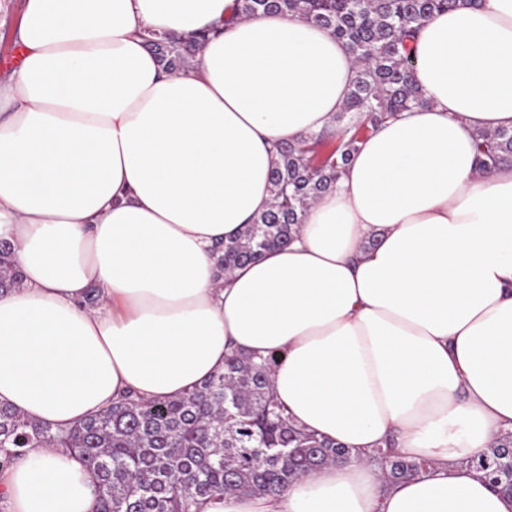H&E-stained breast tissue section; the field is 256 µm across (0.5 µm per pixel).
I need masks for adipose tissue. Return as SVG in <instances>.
Segmentation results:
<instances>
[{
  "label": "adipose tissue",
  "instance_id": "ef3b65f1",
  "mask_svg": "<svg viewBox=\"0 0 512 512\" xmlns=\"http://www.w3.org/2000/svg\"><path fill=\"white\" fill-rule=\"evenodd\" d=\"M236 0H25L0 82V403L67 429L122 395L176 398L231 350L276 354L292 424L355 455L200 512H512L469 467L512 432V0L431 17L424 104L374 131L284 248L216 277L214 247L272 201L276 147L331 125L358 66L296 15ZM205 34L164 71L147 37ZM97 289L96 307L86 305ZM394 437L426 471L389 484ZM6 512H96L94 475L39 447L0 472ZM475 147L479 164L483 168L512 164V129L477 131ZM21 282V274L11 259L10 246L6 242H0V290L19 287Z\"/></svg>",
  "mask_w": 512,
  "mask_h": 512
}]
</instances>
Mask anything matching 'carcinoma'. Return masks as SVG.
<instances>
[{"mask_svg": "<svg viewBox=\"0 0 512 512\" xmlns=\"http://www.w3.org/2000/svg\"><path fill=\"white\" fill-rule=\"evenodd\" d=\"M459 0H239V14H298L346 43L359 67L335 128L279 145L272 172L273 202L236 237L216 249V268L227 274L283 247L299 231L307 207L336 187L365 134L423 103L413 81L411 53L419 27ZM200 38L163 35L148 40L161 65L183 68ZM483 168L512 164V129L475 134ZM11 248L0 242V290L20 286ZM274 355L231 353L224 370L176 399L127 398L67 432L30 421L0 406V471L27 448L57 445L76 452L97 479L99 512H192L202 500L227 494L262 496L330 463H346L351 451L290 423L274 399ZM386 481L426 470L428 461L379 450ZM471 466L504 495H512V432L497 437Z\"/></svg>", "mask_w": 512, "mask_h": 512, "instance_id": "carcinoma-1", "label": "carcinoma"}]
</instances>
